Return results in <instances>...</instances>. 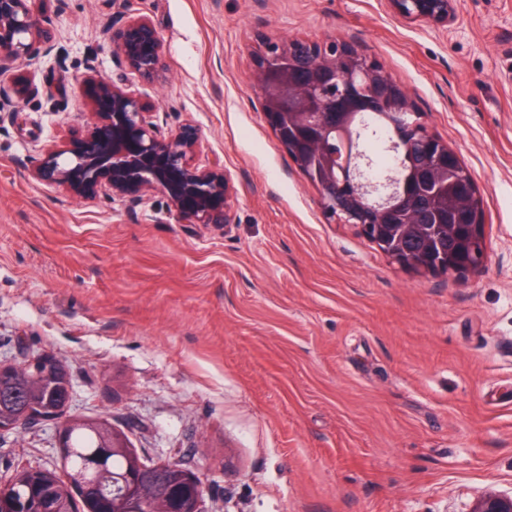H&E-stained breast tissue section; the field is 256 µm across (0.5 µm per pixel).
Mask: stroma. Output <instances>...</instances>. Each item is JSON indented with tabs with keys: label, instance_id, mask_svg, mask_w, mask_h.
Instances as JSON below:
<instances>
[{
	"label": "stroma",
	"instance_id": "35a3bbf8",
	"mask_svg": "<svg viewBox=\"0 0 512 512\" xmlns=\"http://www.w3.org/2000/svg\"><path fill=\"white\" fill-rule=\"evenodd\" d=\"M166 46L138 88L189 124L235 188L233 223L149 201L80 199L29 159L78 134L77 82L108 77L122 7ZM438 30L386 0H51L61 55L18 70L66 106L0 112V361L49 352L72 416L124 430L198 476L202 512H469L512 495V0H455ZM359 45L470 172L486 259L468 277L393 263L267 125L251 77L267 40ZM59 466L58 427L0 433V484ZM470 512H512V496L486 492L475 501Z\"/></svg>",
	"mask_w": 512,
	"mask_h": 512
}]
</instances>
